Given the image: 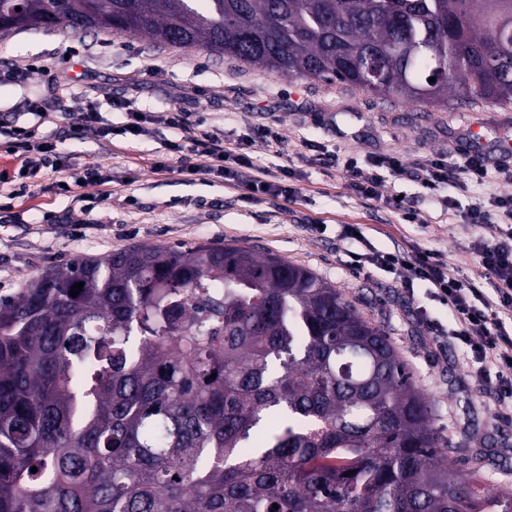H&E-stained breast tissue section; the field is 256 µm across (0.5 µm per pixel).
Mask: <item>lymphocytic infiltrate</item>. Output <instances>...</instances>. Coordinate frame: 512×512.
<instances>
[{
    "instance_id": "obj_1",
    "label": "lymphocytic infiltrate",
    "mask_w": 512,
    "mask_h": 512,
    "mask_svg": "<svg viewBox=\"0 0 512 512\" xmlns=\"http://www.w3.org/2000/svg\"><path fill=\"white\" fill-rule=\"evenodd\" d=\"M128 121L124 133L144 136L151 124L159 123L174 130L175 140L169 141V153L185 159L184 171L190 176L231 174L246 186L250 193L288 198L294 190L282 176H259L253 171L249 156L243 151H230L223 139L199 129L185 113L177 110L143 112L134 108L127 111ZM9 137L27 176L43 171L58 172L62 158L56 143L36 138L34 131L16 127ZM207 158L206 166L192 164V157ZM236 164L233 172H226V161ZM347 172L357 176V191L361 197L385 200L388 206L401 212L405 221L420 222L418 213L403 208L395 197H384L382 187L386 177L416 176L427 196H435L444 185L464 180L483 184L488 177L485 158L479 151L468 148L460 162L447 164L437 159L428 160L419 169L412 170L401 157L388 155L375 161L372 172L361 174L355 159L344 163ZM493 204L502 220L494 222L488 212L472 209L465 216L466 223L479 228L472 243L481 272L478 278L459 279L448 273L444 255L427 252L416 247L398 248L391 252L371 251L353 255L354 267L373 266L387 272L402 273L400 286L406 295H414L417 287L429 288L438 301L448 307L458 321L454 332L456 341L470 349L480 375L496 370L494 390L501 406L512 409V335L503 329L504 319H512V195L495 197Z\"/></svg>"
}]
</instances>
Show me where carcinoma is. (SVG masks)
I'll use <instances>...</instances> for the list:
<instances>
[{
    "mask_svg": "<svg viewBox=\"0 0 512 512\" xmlns=\"http://www.w3.org/2000/svg\"><path fill=\"white\" fill-rule=\"evenodd\" d=\"M0 19L512 105V0H0ZM431 413L383 328L249 247L133 245L0 301V512H512L450 479Z\"/></svg>",
    "mask_w": 512,
    "mask_h": 512,
    "instance_id": "carcinoma-1",
    "label": "carcinoma"
}]
</instances>
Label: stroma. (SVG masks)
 <instances>
[{"mask_svg": "<svg viewBox=\"0 0 512 512\" xmlns=\"http://www.w3.org/2000/svg\"><path fill=\"white\" fill-rule=\"evenodd\" d=\"M34 102L56 113V120L40 122L31 112ZM131 102L146 112H188L226 145H241L258 171L276 175L288 169L293 199L249 198L230 178L187 180L180 159L165 150L175 134L162 125L145 136L114 137L108 151L94 132L80 140L63 133V113L90 107L121 128ZM0 125L37 127L39 136L54 138L64 157L61 172L32 179L31 195L0 212V299L17 296L49 266L102 258L136 244L211 242L273 253L330 282L384 327L430 399L435 427L462 447L456 477H468L466 459L480 451L492 463L483 475L485 489L512 488V413L496 407L494 390L477 374L470 352L453 339L437 340L428 328L435 322L454 329L455 316L425 290L407 297L392 275L351 268L347 257L412 244L447 256L456 276H473L478 260L469 244L476 230L464 215L476 206L490 209L492 197L512 194V182L497 177L482 186L452 185L430 198L416 180L387 179L384 195L404 196L422 215V222L410 224L382 202L361 198L341 164L354 156L366 169L390 153L413 167L432 157L452 163L460 145L478 143L490 172L512 171V151L496 145L500 138L512 139V106L487 100L416 106L199 50L55 27L0 32ZM262 125L277 133V148L257 138ZM92 159L114 183L108 198L88 213L83 200L96 189L84 185V165ZM158 160L166 161L165 170H155ZM60 180L68 192L57 189ZM315 224L326 225V232H312ZM344 224L361 225L363 239L338 241ZM419 308L427 321L417 318Z\"/></svg>", "mask_w": 512, "mask_h": 512, "instance_id": "35a3bbf8", "label": "stroma"}]
</instances>
